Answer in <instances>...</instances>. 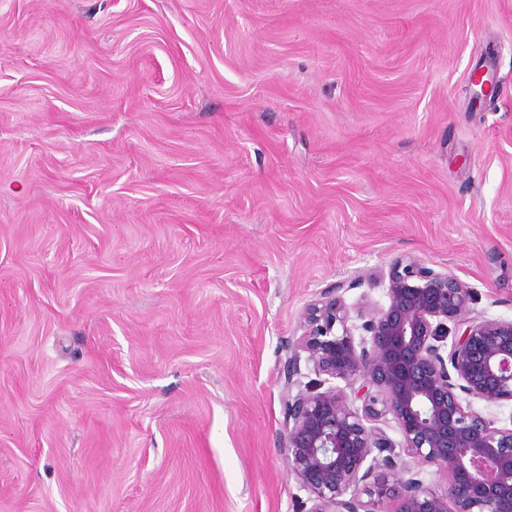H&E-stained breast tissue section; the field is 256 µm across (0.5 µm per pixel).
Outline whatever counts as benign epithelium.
I'll return each instance as SVG.
<instances>
[{"label":"benign epithelium","instance_id":"1","mask_svg":"<svg viewBox=\"0 0 512 512\" xmlns=\"http://www.w3.org/2000/svg\"><path fill=\"white\" fill-rule=\"evenodd\" d=\"M469 91L482 105L494 89L476 69ZM346 289L307 306L286 362L282 452L310 512H512V427L472 404H512V318L465 316L469 288L417 258L392 263L382 303L349 304ZM387 417L397 441L375 426ZM429 465L440 491L421 478Z\"/></svg>","mask_w":512,"mask_h":512}]
</instances>
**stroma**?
Masks as SVG:
<instances>
[{"label": "stroma", "instance_id": "stroma-1", "mask_svg": "<svg viewBox=\"0 0 512 512\" xmlns=\"http://www.w3.org/2000/svg\"><path fill=\"white\" fill-rule=\"evenodd\" d=\"M405 256L512 317V0H0V512H309L288 348ZM484 73L475 69L471 75L469 81V91L471 93V99L473 104H479V106L487 103L488 98L490 99L493 96L494 89L492 84L489 83V80H484ZM475 87H479V90Z\"/></svg>", "mask_w": 512, "mask_h": 512}]
</instances>
